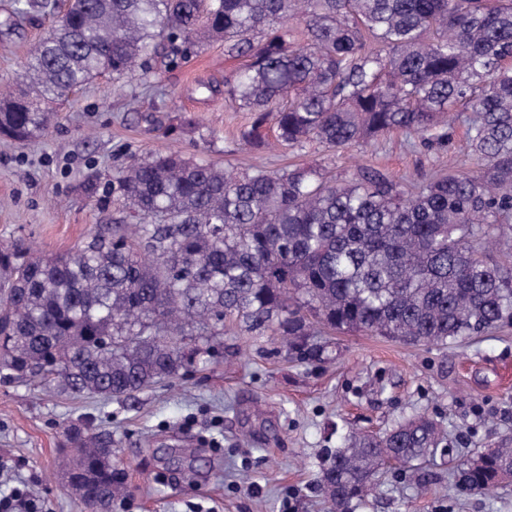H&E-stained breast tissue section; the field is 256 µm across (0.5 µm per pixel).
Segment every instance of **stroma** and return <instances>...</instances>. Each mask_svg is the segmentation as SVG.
I'll return each instance as SVG.
<instances>
[{"instance_id":"obj_1","label":"stroma","mask_w":512,"mask_h":512,"mask_svg":"<svg viewBox=\"0 0 512 512\" xmlns=\"http://www.w3.org/2000/svg\"><path fill=\"white\" fill-rule=\"evenodd\" d=\"M14 0H0V81L23 71L30 46L58 11H33L13 28ZM206 42L160 70L157 87L116 90L100 77L50 104L53 119L24 144L0 137V248L36 257L79 248L119 218L112 182L131 157L179 151L239 173L312 165L337 180L373 167L402 184L476 169L464 153L467 121L442 143L393 132L364 150L301 147L259 151L241 135L252 115L224 98L244 65ZM98 184L87 196L86 180ZM324 351L296 359L271 338L226 331L218 356L127 400L73 397L53 387L0 380V490H33L42 512H79L64 477V435L77 424L112 436L125 491L112 512H326L319 489L327 449L349 432L382 433L424 415L448 449L417 475L386 465L356 512H512V482L465 494L453 472L474 452L512 443V325L448 345H412L362 332H325Z\"/></svg>"}]
</instances>
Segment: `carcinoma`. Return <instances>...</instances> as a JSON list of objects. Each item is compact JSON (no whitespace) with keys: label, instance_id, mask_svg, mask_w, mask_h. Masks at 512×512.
<instances>
[{"label":"carcinoma","instance_id":"1","mask_svg":"<svg viewBox=\"0 0 512 512\" xmlns=\"http://www.w3.org/2000/svg\"><path fill=\"white\" fill-rule=\"evenodd\" d=\"M211 39L248 58L224 94L252 113L242 138L256 150L271 120L291 146L395 131L439 142L462 105L479 171L408 190L373 168L339 182L314 167L237 176L178 152L135 158L112 183L120 223L73 252L0 249L1 378L121 399L214 356L228 324L304 358L322 348L316 323L442 345L512 323V267L477 248L512 223V0H67L0 93V135L24 143L49 127L48 103L104 75L147 80ZM66 436L81 512H111L112 439ZM441 441L425 416L350 434L321 469L332 512ZM508 478L511 445L457 472L479 495Z\"/></svg>","mask_w":512,"mask_h":512}]
</instances>
